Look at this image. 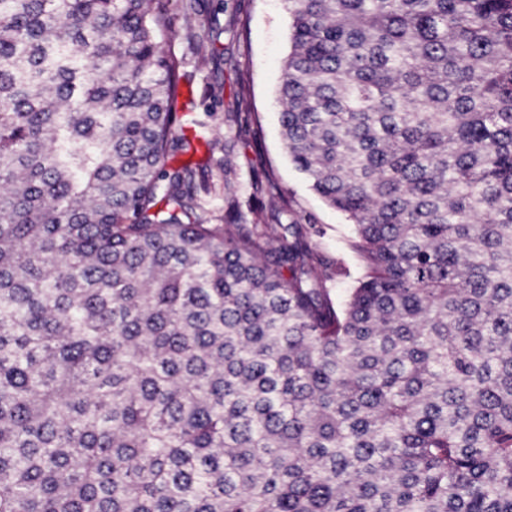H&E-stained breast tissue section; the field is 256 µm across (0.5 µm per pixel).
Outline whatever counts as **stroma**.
Instances as JSON below:
<instances>
[{
	"label": "stroma",
	"mask_w": 512,
	"mask_h": 512,
	"mask_svg": "<svg viewBox=\"0 0 512 512\" xmlns=\"http://www.w3.org/2000/svg\"><path fill=\"white\" fill-rule=\"evenodd\" d=\"M212 22L224 29L214 43L206 39ZM166 39L184 61L177 108L206 119L205 133L217 141L212 149L192 141L174 160L195 168L194 193L203 217L223 222L228 194L247 206L253 224L270 223L272 208L282 209V222L302 224L314 253L329 261L328 286L343 295L362 274L350 247L352 226L311 190L281 136L276 91L291 49L283 0H197L195 11L173 17ZM241 100L252 115L236 138L225 141L228 115Z\"/></svg>",
	"instance_id": "obj_1"
}]
</instances>
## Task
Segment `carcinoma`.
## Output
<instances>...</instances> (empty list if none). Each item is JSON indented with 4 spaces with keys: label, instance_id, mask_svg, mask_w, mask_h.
<instances>
[{
    "label": "carcinoma",
    "instance_id": "carcinoma-1",
    "mask_svg": "<svg viewBox=\"0 0 512 512\" xmlns=\"http://www.w3.org/2000/svg\"><path fill=\"white\" fill-rule=\"evenodd\" d=\"M175 1L0 0V512H512V0H284L336 301L193 217Z\"/></svg>",
    "mask_w": 512,
    "mask_h": 512
}]
</instances>
